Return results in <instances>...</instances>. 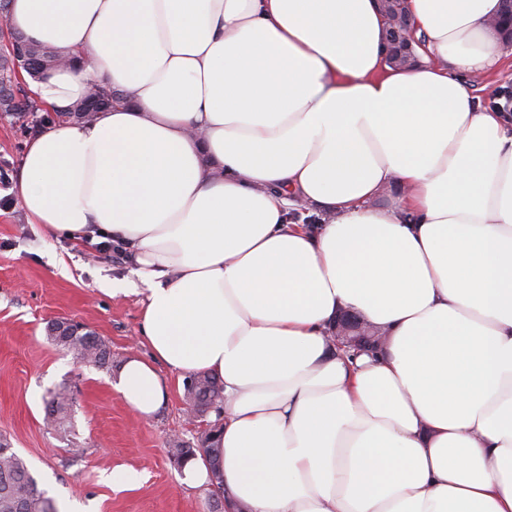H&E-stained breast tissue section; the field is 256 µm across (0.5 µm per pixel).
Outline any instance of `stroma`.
Here are the masks:
<instances>
[{"instance_id": "1", "label": "stroma", "mask_w": 512, "mask_h": 512, "mask_svg": "<svg viewBox=\"0 0 512 512\" xmlns=\"http://www.w3.org/2000/svg\"><path fill=\"white\" fill-rule=\"evenodd\" d=\"M480 104L512 88V43L487 72L465 75ZM123 286L112 294V283ZM141 281L126 256L97 253L92 240L56 237L30 223L0 184V434L26 461L59 512H209V488L181 482L174 441L195 442L209 416L185 422L183 381L168 374L170 397L141 418L112 386L107 369L79 364L46 337L49 320L67 318L103 338L113 364L148 356L142 341ZM73 397L67 432L48 430L50 394ZM134 473V483L123 476Z\"/></svg>"}]
</instances>
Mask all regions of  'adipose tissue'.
Instances as JSON below:
<instances>
[{
  "label": "adipose tissue",
  "instance_id": "ef3b65f1",
  "mask_svg": "<svg viewBox=\"0 0 512 512\" xmlns=\"http://www.w3.org/2000/svg\"><path fill=\"white\" fill-rule=\"evenodd\" d=\"M405 7L410 68L376 0H9L67 60L30 85L56 119L14 195L136 263L151 356L113 386L140 417L158 364L221 381L182 482L221 473L227 512H512V114L462 79L495 63L502 0ZM93 80L120 101L62 119ZM343 310L376 353L335 345Z\"/></svg>",
  "mask_w": 512,
  "mask_h": 512
}]
</instances>
